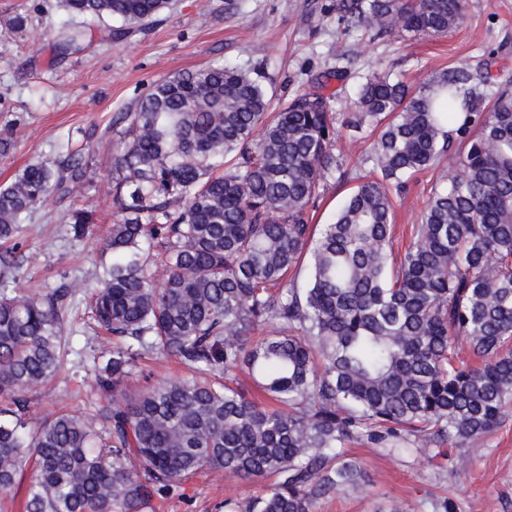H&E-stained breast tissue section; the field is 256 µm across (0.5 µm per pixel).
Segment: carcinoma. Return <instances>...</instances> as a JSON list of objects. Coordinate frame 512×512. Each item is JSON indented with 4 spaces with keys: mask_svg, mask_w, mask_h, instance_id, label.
Masks as SVG:
<instances>
[{
    "mask_svg": "<svg viewBox=\"0 0 512 512\" xmlns=\"http://www.w3.org/2000/svg\"><path fill=\"white\" fill-rule=\"evenodd\" d=\"M172 0H63L83 21L52 35L64 57L103 24L112 42ZM346 35L445 36L466 0H335ZM492 106L480 112L485 98ZM262 73L207 66L153 83L112 166L109 265L84 291L88 324L120 343L94 367L93 413L33 423L29 391L60 378L75 290L7 288L8 257L47 197L88 179L78 152L35 161L0 187V494L31 470L24 512H143L196 473L267 481L224 512H315L368 481L349 457L367 443L394 457L457 449L512 412V90H480L466 67L417 90L387 71L358 87L350 130L377 133L373 175L336 148V113L317 93L268 112ZM438 177L413 238L393 254L392 193ZM330 180L355 182L335 221L310 212ZM95 210L69 209L76 240ZM309 259L308 284L288 279ZM270 325L267 335L254 334ZM478 358L462 356V345ZM145 353L200 374L130 395ZM245 372L278 407L224 383Z\"/></svg>",
    "mask_w": 512,
    "mask_h": 512,
    "instance_id": "obj_1",
    "label": "carcinoma"
}]
</instances>
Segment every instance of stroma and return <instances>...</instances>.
Wrapping results in <instances>:
<instances>
[{
  "label": "stroma",
  "mask_w": 512,
  "mask_h": 512,
  "mask_svg": "<svg viewBox=\"0 0 512 512\" xmlns=\"http://www.w3.org/2000/svg\"><path fill=\"white\" fill-rule=\"evenodd\" d=\"M333 2L175 0L173 10L128 38L105 43L95 36L83 52L54 62L47 45L64 16L58 0H0V137L11 141L8 153H0V186L29 163L79 149L89 162V180L73 188L70 201L91 204L97 218L92 235L75 240L67 203L48 197L24 224L17 287H90L112 219V158L127 128L115 117L134 111L140 94L165 77L208 64L258 68L274 112L316 84L337 112L350 111L356 85L377 67L391 68L415 87L438 71L467 65L492 84L512 87V0H468L462 22L448 36L401 42L343 36ZM18 14L27 24L16 31L10 21ZM337 66L345 70L344 79L328 77ZM435 180L434 172L420 173L396 198V246L408 242ZM64 318L74 331L73 353L63 379L31 390L37 419L89 411L93 359L113 346L110 335L85 331L73 311ZM185 373L176 359L151 356L140 360L125 388L133 394ZM477 446L459 472L448 459L398 458L349 445V456L362 463L369 482L319 500L316 512H389L394 505L404 512H435L446 498L453 512H512V414ZM262 488L259 479L204 470L147 512H217L224 499L252 497Z\"/></svg>",
  "instance_id": "35a3bbf8"
}]
</instances>
